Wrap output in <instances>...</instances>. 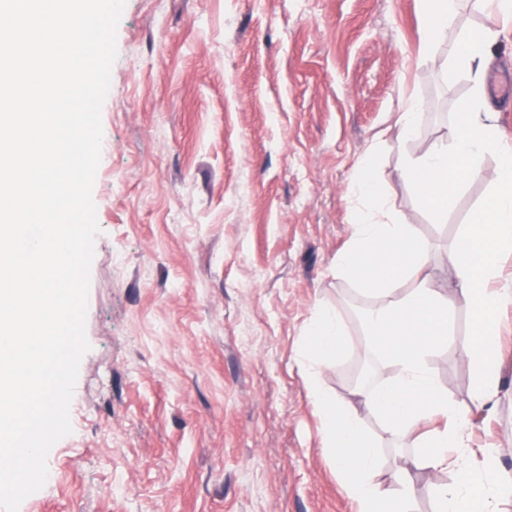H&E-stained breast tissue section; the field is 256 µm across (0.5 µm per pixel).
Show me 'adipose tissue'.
<instances>
[{"instance_id":"1","label":"adipose tissue","mask_w":512,"mask_h":512,"mask_svg":"<svg viewBox=\"0 0 512 512\" xmlns=\"http://www.w3.org/2000/svg\"><path fill=\"white\" fill-rule=\"evenodd\" d=\"M457 9L458 0H420L422 40L427 48L447 43L449 68L474 76L472 99L450 125L447 144L407 158L403 174L427 207L444 215L454 208L461 186L481 177L483 157H498L490 202L468 225L465 236L448 249L458 291L474 314L469 356L479 371L474 402L482 405L498 387L494 317L512 301V282L501 279L502 259L512 252V153L501 148L495 110L483 81L498 33L487 24L455 31ZM359 167L361 177L354 190L358 220L349 245L336 257V273L365 293L383 296V303L369 310L365 328L372 345L400 368L395 385L360 391L361 402L391 428L415 433L417 447L424 450V467L457 474L454 486L439 488L437 512H497L500 479L489 468L479 480H472L463 416L427 370L429 352L447 340L453 300L431 288L425 273L428 249L412 225L394 221L387 211L386 197L373 175V158H363ZM406 281L410 289L400 290ZM308 338V353L316 365L342 357V326L334 310L319 311ZM313 398L345 491L359 512H395L398 505L408 504L414 495L410 482L401 481L393 495L379 482L376 450L359 427L354 405L318 389ZM432 418L442 419L443 428L422 432V425Z\"/></svg>"}]
</instances>
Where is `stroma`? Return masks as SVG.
I'll use <instances>...</instances> for the list:
<instances>
[{"instance_id": "1", "label": "stroma", "mask_w": 512, "mask_h": 512, "mask_svg": "<svg viewBox=\"0 0 512 512\" xmlns=\"http://www.w3.org/2000/svg\"><path fill=\"white\" fill-rule=\"evenodd\" d=\"M493 24L491 72L512 76V19L463 0L456 30ZM102 106L93 187L100 232L71 434L18 512H357L311 396L307 328L337 310L346 353L321 368L330 397L393 383L369 341L379 296L337 276L356 221L357 162L377 157L389 206L427 244L431 285L487 203L495 156L439 217L404 178L407 157L448 141L471 95L448 46L425 50L419 0H127ZM421 106L415 136L394 121ZM473 313L456 299L428 366L464 412L470 448H489L501 512H512V303L497 316L499 381L473 403ZM392 485L408 472L412 512H435L452 472L359 408Z\"/></svg>"}]
</instances>
